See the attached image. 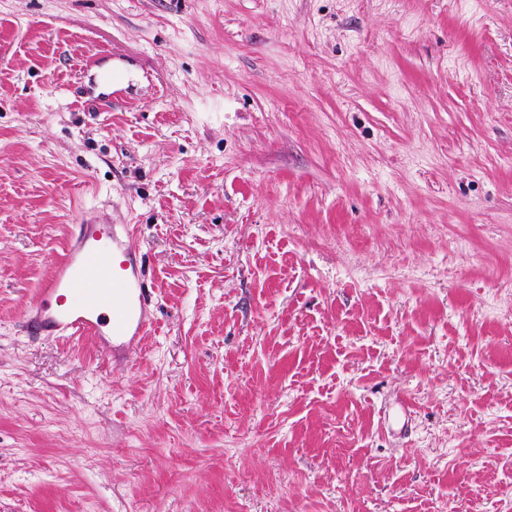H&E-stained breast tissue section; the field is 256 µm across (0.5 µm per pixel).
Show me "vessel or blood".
<instances>
[{
	"mask_svg": "<svg viewBox=\"0 0 512 512\" xmlns=\"http://www.w3.org/2000/svg\"><path fill=\"white\" fill-rule=\"evenodd\" d=\"M26 314L38 335L125 341L146 336L152 298L128 224L88 220L57 255Z\"/></svg>",
	"mask_w": 512,
	"mask_h": 512,
	"instance_id": "b4317fda",
	"label": "vessel or blood"
}]
</instances>
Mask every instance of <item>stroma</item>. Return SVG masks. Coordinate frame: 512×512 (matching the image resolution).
I'll use <instances>...</instances> for the list:
<instances>
[{
	"instance_id": "obj_1",
	"label": "stroma",
	"mask_w": 512,
	"mask_h": 512,
	"mask_svg": "<svg viewBox=\"0 0 512 512\" xmlns=\"http://www.w3.org/2000/svg\"><path fill=\"white\" fill-rule=\"evenodd\" d=\"M89 218L112 355L25 327ZM0 512H512V0H0ZM138 251L129 224H78L53 259L40 300L27 310L29 329L105 344L106 336L112 343L146 336L153 324L152 298Z\"/></svg>"
}]
</instances>
